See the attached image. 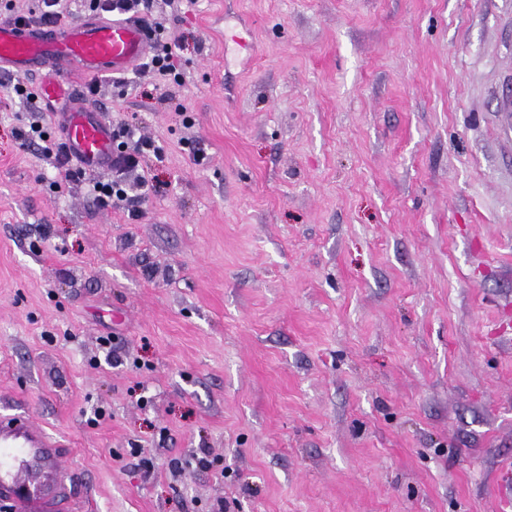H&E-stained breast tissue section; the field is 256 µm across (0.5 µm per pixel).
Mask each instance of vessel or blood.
<instances>
[{
	"label": "vessel or blood",
	"mask_w": 512,
	"mask_h": 512,
	"mask_svg": "<svg viewBox=\"0 0 512 512\" xmlns=\"http://www.w3.org/2000/svg\"><path fill=\"white\" fill-rule=\"evenodd\" d=\"M153 43L137 20H89L63 27L0 20V69H48L39 94L74 97L81 78L126 72ZM65 142L72 162L90 171L112 168L111 125L98 110L75 101L66 114ZM63 442L27 414L0 415V504L10 512H72L76 481L62 467Z\"/></svg>",
	"instance_id": "obj_1"
}]
</instances>
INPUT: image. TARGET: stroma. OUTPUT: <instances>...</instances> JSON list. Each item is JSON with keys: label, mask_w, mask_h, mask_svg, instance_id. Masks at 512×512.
I'll return each instance as SVG.
<instances>
[{"label": "stroma", "mask_w": 512, "mask_h": 512, "mask_svg": "<svg viewBox=\"0 0 512 512\" xmlns=\"http://www.w3.org/2000/svg\"><path fill=\"white\" fill-rule=\"evenodd\" d=\"M161 17L182 85L89 99L164 149L139 217L0 72V414L68 441L77 512H512V0Z\"/></svg>", "instance_id": "1"}]
</instances>
